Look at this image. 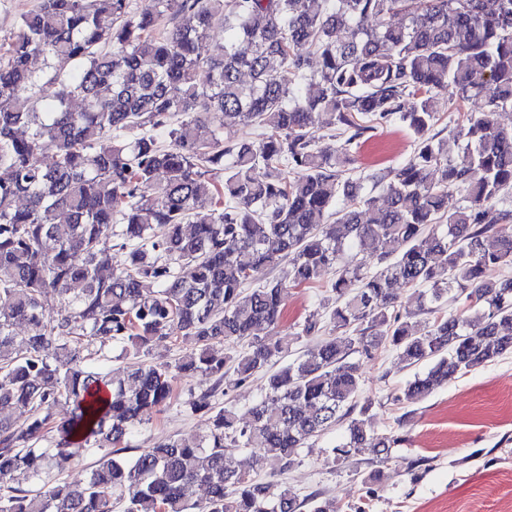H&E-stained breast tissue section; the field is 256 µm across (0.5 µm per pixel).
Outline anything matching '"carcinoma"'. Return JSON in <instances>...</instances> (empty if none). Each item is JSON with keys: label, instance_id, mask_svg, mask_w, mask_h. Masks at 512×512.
I'll return each mask as SVG.
<instances>
[{"label": "carcinoma", "instance_id": "cac0c4a2", "mask_svg": "<svg viewBox=\"0 0 512 512\" xmlns=\"http://www.w3.org/2000/svg\"><path fill=\"white\" fill-rule=\"evenodd\" d=\"M493 2L153 0L136 12L130 0H38L19 15L0 39V408L24 420L0 416V512H340L256 471L285 473L343 422L329 464L368 449L389 459L400 438L375 430L350 355L390 346L425 366L391 396L411 404L512 351V278L485 279L512 265L499 229L512 210L497 207L512 190V123L500 121L512 109V0ZM215 28L224 40L201 51ZM450 82L488 111L447 141L431 129ZM325 119L337 149L313 133ZM395 121L416 144L369 176L387 204L337 207L356 197L344 173L360 140ZM228 123L260 139L226 144ZM453 191L465 205L450 212ZM283 254L288 271L261 281ZM330 274L331 334L270 371L288 351L277 335L287 286ZM402 285L431 315L422 332L398 306ZM50 292L63 303L52 319ZM180 339L196 349L119 379L94 366L106 346L145 355ZM231 342L246 348L224 352ZM263 371L249 422L213 405ZM182 373L213 381L190 405L204 434L123 457ZM90 446L102 453L83 481L44 478ZM244 449L249 468L235 459ZM391 478L364 475L354 512Z\"/></svg>", "mask_w": 512, "mask_h": 512}]
</instances>
